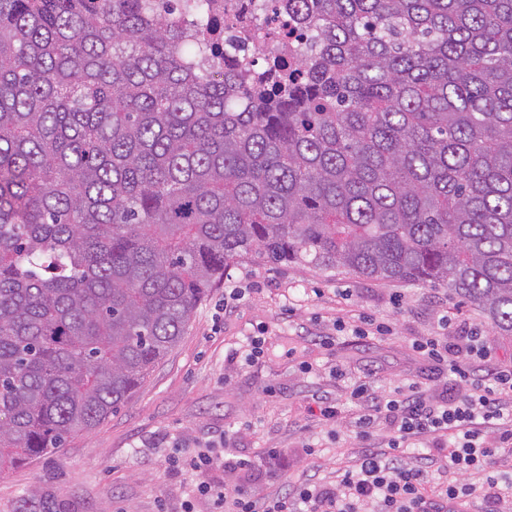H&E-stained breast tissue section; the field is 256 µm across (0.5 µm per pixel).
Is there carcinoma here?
<instances>
[{
  "mask_svg": "<svg viewBox=\"0 0 512 512\" xmlns=\"http://www.w3.org/2000/svg\"><path fill=\"white\" fill-rule=\"evenodd\" d=\"M288 10L301 73L217 77L173 7L0 0V473L124 405L255 256L444 285L512 336V0Z\"/></svg>",
  "mask_w": 512,
  "mask_h": 512,
  "instance_id": "cac0c4a2",
  "label": "carcinoma"
}]
</instances>
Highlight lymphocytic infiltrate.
<instances>
[{"label":"lymphocytic infiltrate","instance_id":"f902f5d3","mask_svg":"<svg viewBox=\"0 0 512 512\" xmlns=\"http://www.w3.org/2000/svg\"><path fill=\"white\" fill-rule=\"evenodd\" d=\"M414 346L463 390L447 398L414 384L392 394L355 384L352 424L361 446L336 484L311 475L274 498L245 483L206 484L200 492L210 512H449V502L477 494L493 506L511 498L512 473L501 470L500 457L512 448V363H502L473 326ZM382 425L390 430L384 442ZM473 473L484 475L481 485L467 482Z\"/></svg>","mask_w":512,"mask_h":512}]
</instances>
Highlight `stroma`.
Here are the masks:
<instances>
[{"label": "stroma", "instance_id": "35a3bbf8", "mask_svg": "<svg viewBox=\"0 0 512 512\" xmlns=\"http://www.w3.org/2000/svg\"><path fill=\"white\" fill-rule=\"evenodd\" d=\"M442 315L449 335L475 324L499 358L512 362V336L495 334L475 303L446 287L392 285L256 257L235 264L198 305L178 346L119 410L51 456L0 474V512H19L34 487L68 499L73 512H182L198 483L230 479L220 466L192 475L170 465V457L207 443L255 460L265 449L280 450V480L253 474L265 495L286 492L309 470L335 482L338 461L358 449L347 417L356 381L386 393L412 384L435 394L459 389L456 375L433 371L413 347L438 334ZM370 321L392 335L362 337ZM250 336L263 344L248 360L241 347ZM320 398L345 419L321 421L313 410Z\"/></svg>", "mask_w": 512, "mask_h": 512}]
</instances>
